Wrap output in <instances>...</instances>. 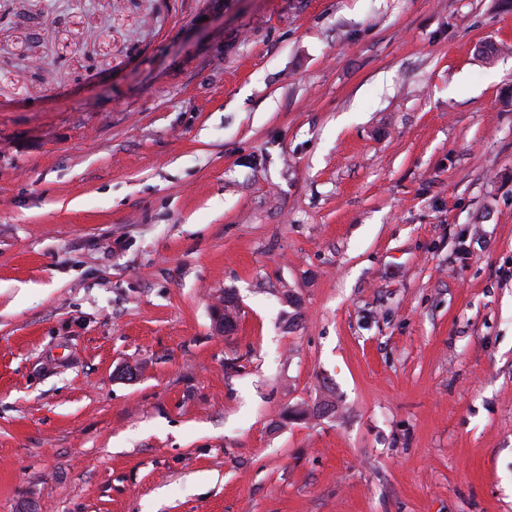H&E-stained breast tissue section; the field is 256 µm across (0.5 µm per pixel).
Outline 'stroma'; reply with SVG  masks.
I'll use <instances>...</instances> for the list:
<instances>
[{
	"label": "stroma",
	"instance_id": "1",
	"mask_svg": "<svg viewBox=\"0 0 512 512\" xmlns=\"http://www.w3.org/2000/svg\"><path fill=\"white\" fill-rule=\"evenodd\" d=\"M0 512H512V0H0Z\"/></svg>",
	"mask_w": 512,
	"mask_h": 512
}]
</instances>
